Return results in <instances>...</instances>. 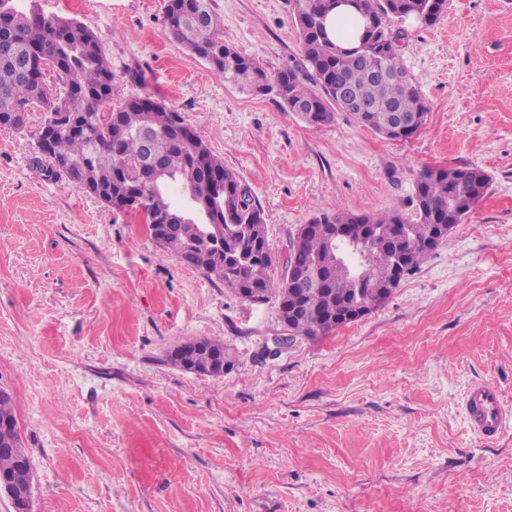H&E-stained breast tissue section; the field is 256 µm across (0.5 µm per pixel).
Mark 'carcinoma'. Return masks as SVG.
<instances>
[{
	"label": "carcinoma",
	"mask_w": 512,
	"mask_h": 512,
	"mask_svg": "<svg viewBox=\"0 0 512 512\" xmlns=\"http://www.w3.org/2000/svg\"><path fill=\"white\" fill-rule=\"evenodd\" d=\"M336 0H294L293 19L301 62L270 74L254 58L224 43L210 0H168L170 36L205 60L224 81L269 96L311 126H323L335 113L349 112L360 125L395 140V118L403 114L417 133L429 106L407 76L396 51L404 32L393 22H438L448 0H356L362 19L358 40L340 46L327 32L326 18ZM98 36L74 18L47 15L37 0H0V129L21 132L26 123L15 112L42 109L40 130L49 132L48 162L76 187L94 186L113 200H150L154 213L173 221L161 247L184 265L216 279L251 302L271 296L280 317L297 336L314 339L349 324L347 305L365 313L392 292L381 287L393 277L418 270L446 237L431 236L434 224H460L486 195L489 176L474 166L427 167L415 180L414 217L399 212L353 214L343 209L310 219L314 234L294 251L296 265L318 274L317 293L299 299L288 272L273 274V258L263 210L252 189L215 156L181 113L151 96L120 98ZM156 144L162 176L142 161L144 141ZM224 187V210L211 223L224 226L223 245L205 233L204 208L211 192ZM347 225L337 239L335 226ZM0 449V476L32 467L22 448Z\"/></svg>",
	"instance_id": "carcinoma-1"
}]
</instances>
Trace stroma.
Here are the masks:
<instances>
[{"label": "stroma", "instance_id": "obj_1", "mask_svg": "<svg viewBox=\"0 0 512 512\" xmlns=\"http://www.w3.org/2000/svg\"><path fill=\"white\" fill-rule=\"evenodd\" d=\"M101 40L121 96L182 113L260 202L276 263L319 213L411 214L417 174L471 165L486 195L392 296L275 356L253 303L167 254L140 216L37 167L33 110L0 130V389L33 462L35 512H512V420L470 428L469 387L512 410V0H448L400 49L430 112L392 141L337 113L310 126L172 39L166 0H39ZM224 40L300 61L293 0H211ZM221 338L223 376L170 350Z\"/></svg>", "mask_w": 512, "mask_h": 512}]
</instances>
